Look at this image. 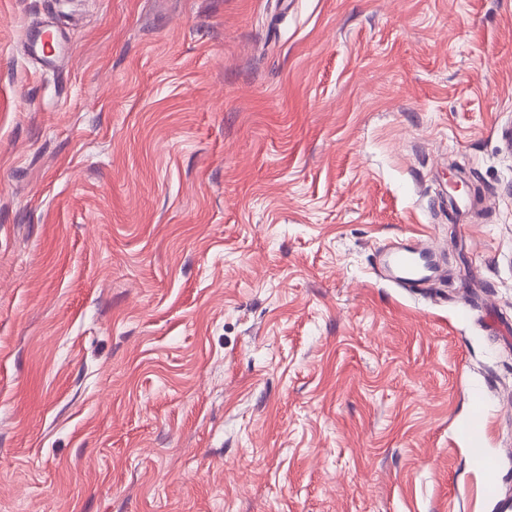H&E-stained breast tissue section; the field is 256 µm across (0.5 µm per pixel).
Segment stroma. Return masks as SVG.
Returning a JSON list of instances; mask_svg holds the SVG:
<instances>
[{"label":"stroma","instance_id":"1","mask_svg":"<svg viewBox=\"0 0 512 512\" xmlns=\"http://www.w3.org/2000/svg\"><path fill=\"white\" fill-rule=\"evenodd\" d=\"M510 132L512 0H0V512H512ZM51 28H40L30 32L28 39V48L30 54L35 57L44 67H50L55 62V50L47 49L45 34L51 31ZM386 261L388 276L399 279L401 288L422 290L442 280L439 263L434 260L433 250L420 241L413 246L391 247ZM473 403V413L471 419L464 426L461 434L462 436L472 442V444H477L482 436L483 426H482V415H483V399L479 394H474L472 398Z\"/></svg>","mask_w":512,"mask_h":512}]
</instances>
